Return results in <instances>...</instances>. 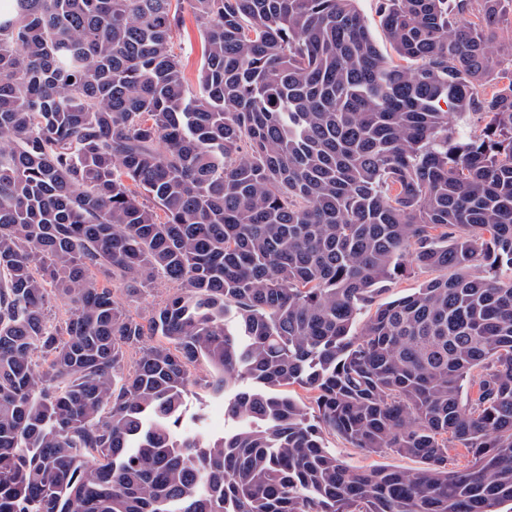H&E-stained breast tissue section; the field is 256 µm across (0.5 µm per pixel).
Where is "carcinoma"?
<instances>
[{"label":"carcinoma","mask_w":512,"mask_h":512,"mask_svg":"<svg viewBox=\"0 0 512 512\" xmlns=\"http://www.w3.org/2000/svg\"><path fill=\"white\" fill-rule=\"evenodd\" d=\"M186 2L193 89L172 0L0 9V512H499L512 0H379L395 61L357 0ZM408 263L437 276L353 332ZM184 24L180 33L174 38L175 53L180 57L184 76L188 85L193 87L197 81L201 60V37L193 14L184 2L182 5ZM171 292L172 287L170 285L159 283L155 288L144 291L136 302H131L129 310L133 314L142 313L161 303ZM193 385L187 395V416L200 413L204 416V432L210 439L224 436V431L235 427V422L224 412V396H217L211 390L209 371L205 365H198L191 370ZM324 445L340 457L350 468L370 470L380 466H388L401 470H413L422 467L419 459L401 456L396 453L370 454L352 445L334 434H325Z\"/></svg>","instance_id":"cac0c4a2"}]
</instances>
